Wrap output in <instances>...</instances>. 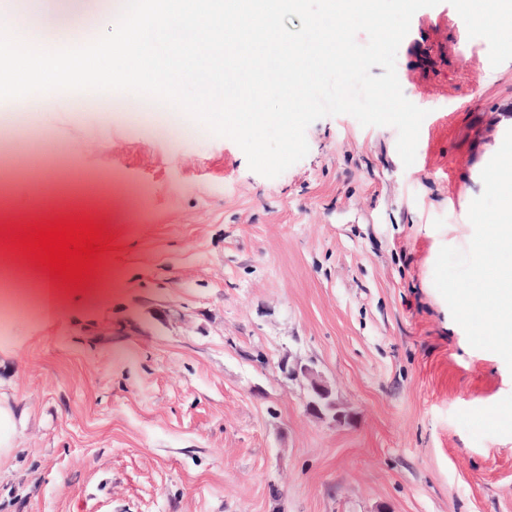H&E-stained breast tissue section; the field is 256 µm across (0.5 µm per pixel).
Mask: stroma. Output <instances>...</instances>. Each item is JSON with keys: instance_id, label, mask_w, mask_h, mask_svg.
<instances>
[{"instance_id": "stroma-1", "label": "stroma", "mask_w": 512, "mask_h": 512, "mask_svg": "<svg viewBox=\"0 0 512 512\" xmlns=\"http://www.w3.org/2000/svg\"><path fill=\"white\" fill-rule=\"evenodd\" d=\"M396 71L427 111L408 167L394 127L348 114L275 178L149 97L0 123V225L114 237L86 290L19 296L0 332V512H512V371L433 281L512 128V47L440 0ZM288 357L348 422L306 412ZM15 413L7 397L0 398V462L6 460L15 448L12 430Z\"/></svg>"}]
</instances>
